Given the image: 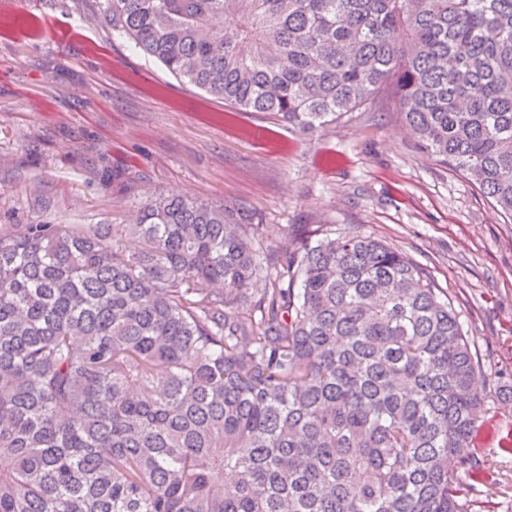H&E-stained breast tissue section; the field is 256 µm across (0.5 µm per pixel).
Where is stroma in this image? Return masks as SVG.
<instances>
[{
  "mask_svg": "<svg viewBox=\"0 0 512 512\" xmlns=\"http://www.w3.org/2000/svg\"><path fill=\"white\" fill-rule=\"evenodd\" d=\"M95 6L0 0V225L124 224L173 190L253 215L270 249L361 232L425 268L485 372L512 374V223L394 105L312 131L242 112L87 24ZM510 437L512 401L489 385L464 450L489 474L480 512H512Z\"/></svg>",
  "mask_w": 512,
  "mask_h": 512,
  "instance_id": "obj_1",
  "label": "stroma"
}]
</instances>
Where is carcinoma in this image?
I'll use <instances>...</instances> for the list:
<instances>
[{
	"mask_svg": "<svg viewBox=\"0 0 512 512\" xmlns=\"http://www.w3.org/2000/svg\"><path fill=\"white\" fill-rule=\"evenodd\" d=\"M85 20L304 131L391 98L512 218V0H98ZM260 237L177 191L131 224L0 226V512H473L460 449L487 377L430 275L365 234Z\"/></svg>",
	"mask_w": 512,
	"mask_h": 512,
	"instance_id": "1",
	"label": "carcinoma"
}]
</instances>
